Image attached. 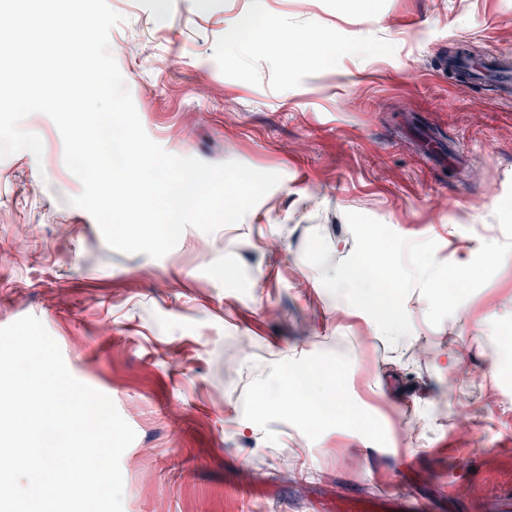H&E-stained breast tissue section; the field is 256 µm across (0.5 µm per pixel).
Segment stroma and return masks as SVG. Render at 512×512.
Listing matches in <instances>:
<instances>
[{"instance_id": "35a3bbf8", "label": "stroma", "mask_w": 512, "mask_h": 512, "mask_svg": "<svg viewBox=\"0 0 512 512\" xmlns=\"http://www.w3.org/2000/svg\"><path fill=\"white\" fill-rule=\"evenodd\" d=\"M110 50L166 152L280 182L236 224L187 228L164 257L110 249L53 120L0 159V327L32 315L70 373L134 429L123 512H512V255L439 326L411 292L409 336L330 294L357 212L436 258L503 240L512 98L445 52L512 51V0H108ZM252 14L239 51L224 30ZM317 30V64L273 30ZM321 232L324 269L304 249ZM319 370L352 414L299 398ZM295 465L280 476L282 460Z\"/></svg>"}]
</instances>
